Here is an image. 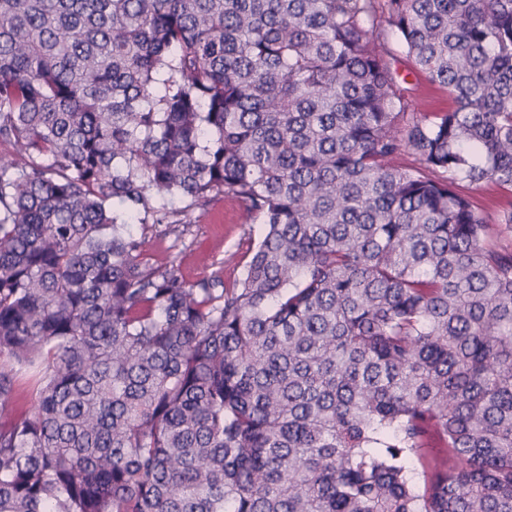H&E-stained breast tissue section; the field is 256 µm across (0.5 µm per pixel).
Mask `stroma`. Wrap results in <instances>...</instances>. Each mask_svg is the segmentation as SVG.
<instances>
[{
	"instance_id": "35a3bbf8",
	"label": "stroma",
	"mask_w": 512,
	"mask_h": 512,
	"mask_svg": "<svg viewBox=\"0 0 512 512\" xmlns=\"http://www.w3.org/2000/svg\"><path fill=\"white\" fill-rule=\"evenodd\" d=\"M398 68L405 76L416 111L423 116L453 110L455 101L440 85L415 71L407 59ZM462 192L490 219L512 212V186L484 183L462 185ZM189 224H173L166 231L148 230L146 250L160 263L175 262L187 282L220 273L225 286L239 282L265 227L253 222L229 196H217L206 206L191 209Z\"/></svg>"
}]
</instances>
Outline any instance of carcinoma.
I'll use <instances>...</instances> for the list:
<instances>
[{
    "label": "carcinoma",
    "mask_w": 512,
    "mask_h": 512,
    "mask_svg": "<svg viewBox=\"0 0 512 512\" xmlns=\"http://www.w3.org/2000/svg\"><path fill=\"white\" fill-rule=\"evenodd\" d=\"M0 143V512H512V0H0ZM397 67L402 76L406 77L409 95L416 111L422 115L433 118L435 114L451 111L456 107L455 101L440 85L431 82L423 73L412 69L410 62L403 54L398 53ZM460 189L477 209L492 220L512 212L511 185L484 183L472 186L462 183ZM191 224H171L166 231L148 229L147 254L159 263L174 261L189 283L208 278L224 260V286L239 282L265 227L253 222L230 196L219 195L204 207L192 208ZM165 232V233H164Z\"/></svg>",
    "instance_id": "1"
}]
</instances>
